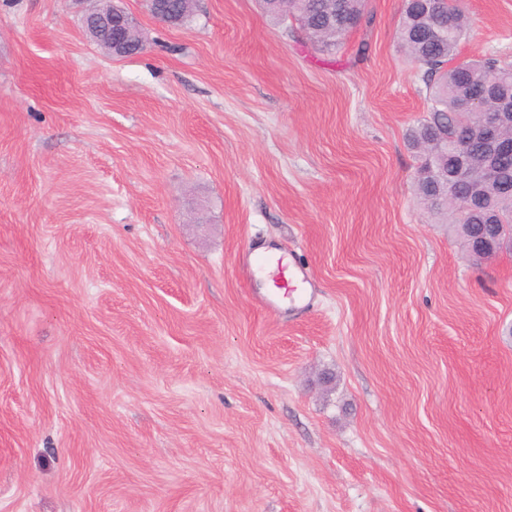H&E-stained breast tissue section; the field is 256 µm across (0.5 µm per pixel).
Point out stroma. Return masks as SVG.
<instances>
[{
  "instance_id": "obj_1",
  "label": "stroma",
  "mask_w": 512,
  "mask_h": 512,
  "mask_svg": "<svg viewBox=\"0 0 512 512\" xmlns=\"http://www.w3.org/2000/svg\"><path fill=\"white\" fill-rule=\"evenodd\" d=\"M463 3L460 59L512 63V0ZM401 5L328 54L123 0L115 58L89 0H0V512H512V252L417 195ZM120 1L115 0H102L101 4L91 11L85 19L89 18L92 20L106 21V27L104 30L100 28V24H89L86 25V30L93 39H103L107 42L108 51L113 56L126 57L124 54L125 45L129 40L130 33L132 31H138L140 33L139 41L140 45H143L141 38V32L136 19L126 12L123 7L118 3ZM119 18L120 25L124 26L123 29L115 35L112 31V20Z\"/></svg>"
}]
</instances>
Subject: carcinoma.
I'll list each match as a JSON object with an SVG mask.
<instances>
[{
  "mask_svg": "<svg viewBox=\"0 0 512 512\" xmlns=\"http://www.w3.org/2000/svg\"><path fill=\"white\" fill-rule=\"evenodd\" d=\"M170 12L179 25L185 26L193 17V6L186 0H167ZM267 14L281 20L293 17L307 40L321 52L331 53L340 45L345 33L361 25L366 14V0H263ZM466 34L464 13L459 0H405L402 22L397 38L408 56L420 68L421 81L430 100V118L414 131L412 139L421 141L427 136H448V156L430 149L426 155L433 168L448 167V201L437 198L433 184L417 181L420 200L447 217L450 224H476L474 235L495 234L485 225L484 216L497 215L502 224H512V204L501 196L496 184L484 185L476 211L466 214L460 194L466 183L479 177L485 166L484 154H472L468 170L458 172L457 155L463 134L469 129L467 118L458 109L459 101L474 86L482 82L496 89L482 106L484 112H496L503 93L512 97V64L501 61L489 52L480 59L448 66L457 54Z\"/></svg>",
  "mask_w": 512,
  "mask_h": 512,
  "instance_id": "1",
  "label": "carcinoma"
}]
</instances>
